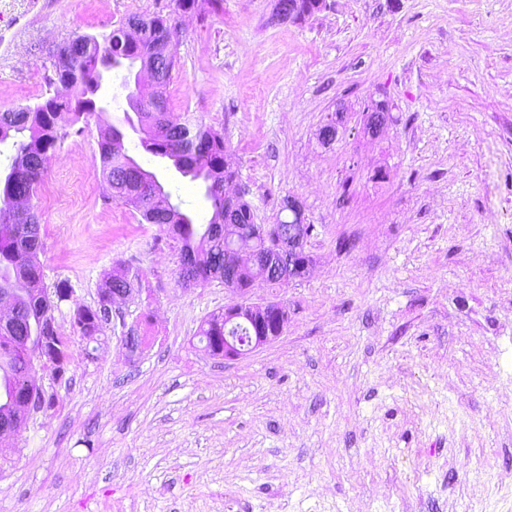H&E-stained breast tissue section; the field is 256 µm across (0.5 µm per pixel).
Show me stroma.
Listing matches in <instances>:
<instances>
[{
    "label": "stroma",
    "mask_w": 512,
    "mask_h": 512,
    "mask_svg": "<svg viewBox=\"0 0 512 512\" xmlns=\"http://www.w3.org/2000/svg\"><path fill=\"white\" fill-rule=\"evenodd\" d=\"M272 8L0 0V111L41 101L69 37L170 17L169 108L223 130L225 192L245 187L260 224L295 197L314 226L306 275L248 292L287 309L280 339L209 356L199 327L234 294L182 287L179 243L104 186L99 132L128 108L127 70L106 74L33 200L44 284L72 290L53 309L72 357L63 378L37 369L52 407L0 441V512H512V0ZM140 138L126 152L208 223L204 183ZM118 268L140 285L87 355L74 313ZM128 325L148 340L133 363Z\"/></svg>",
    "instance_id": "1"
}]
</instances>
